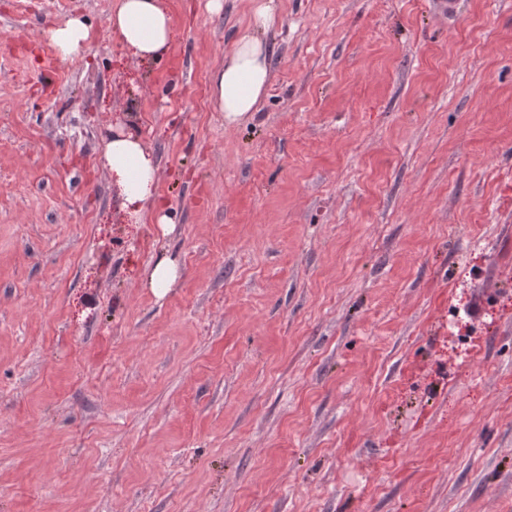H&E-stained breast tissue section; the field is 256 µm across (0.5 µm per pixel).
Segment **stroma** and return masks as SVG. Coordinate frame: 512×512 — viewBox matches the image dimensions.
Listing matches in <instances>:
<instances>
[{
	"label": "stroma",
	"mask_w": 512,
	"mask_h": 512,
	"mask_svg": "<svg viewBox=\"0 0 512 512\" xmlns=\"http://www.w3.org/2000/svg\"><path fill=\"white\" fill-rule=\"evenodd\" d=\"M0 0V512H512V0ZM96 39L41 79L46 30ZM158 163L170 233L100 162ZM179 277L144 286L161 257ZM108 29L140 60L159 56L174 38L172 16L161 0H115ZM250 28L243 35L224 66L211 77V94L228 124H236L255 112L269 86L270 70L265 42L253 33L267 32L276 26L274 0H254Z\"/></svg>",
	"instance_id": "1"
}]
</instances>
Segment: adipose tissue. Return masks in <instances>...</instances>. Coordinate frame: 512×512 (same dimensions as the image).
Returning <instances> with one entry per match:
<instances>
[{"instance_id": "1", "label": "adipose tissue", "mask_w": 512, "mask_h": 512, "mask_svg": "<svg viewBox=\"0 0 512 512\" xmlns=\"http://www.w3.org/2000/svg\"><path fill=\"white\" fill-rule=\"evenodd\" d=\"M277 22L273 0H255L250 33L239 39L223 67L211 77L214 105L223 112L227 123H239L256 111L269 86L268 53L261 34ZM108 29L118 36L133 58L140 60L159 56L174 38L172 16L162 0H115ZM46 37L57 54L67 60L82 57L93 43L95 33L84 17L74 15L51 26ZM102 164L133 212H140L144 202L153 200L157 167L140 136H112L104 147Z\"/></svg>"}]
</instances>
